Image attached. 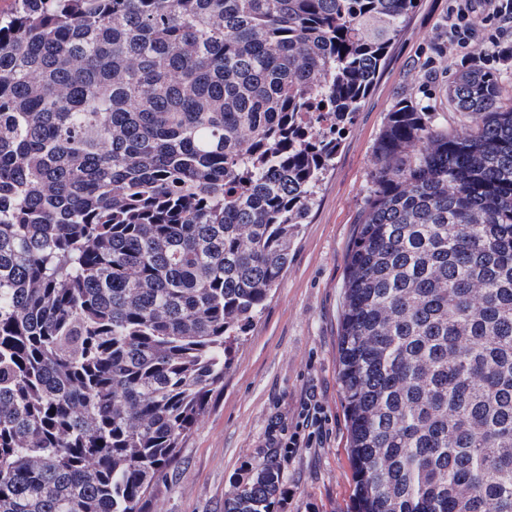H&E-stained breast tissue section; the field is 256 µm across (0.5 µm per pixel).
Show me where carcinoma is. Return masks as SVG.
I'll use <instances>...</instances> for the list:
<instances>
[{
    "mask_svg": "<svg viewBox=\"0 0 512 512\" xmlns=\"http://www.w3.org/2000/svg\"><path fill=\"white\" fill-rule=\"evenodd\" d=\"M417 0L0 11V512H143ZM397 102L348 254L352 512H512V94ZM278 449L224 512H273Z\"/></svg>",
    "mask_w": 512,
    "mask_h": 512,
    "instance_id": "obj_1",
    "label": "carcinoma"
}]
</instances>
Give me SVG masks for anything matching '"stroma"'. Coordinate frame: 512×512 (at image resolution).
Wrapping results in <instances>:
<instances>
[{
  "label": "stroma",
  "mask_w": 512,
  "mask_h": 512,
  "mask_svg": "<svg viewBox=\"0 0 512 512\" xmlns=\"http://www.w3.org/2000/svg\"><path fill=\"white\" fill-rule=\"evenodd\" d=\"M446 7L445 0H418L391 44L377 81L342 133L287 273L248 328L223 385L154 488L146 512H224V498L244 466L261 460L273 438L295 431L310 398L323 408L322 441L287 449L274 512H349L352 470L338 380L348 252L371 188L374 147L393 105L425 80L437 112L449 126L461 124L448 104L446 76L428 80L420 70Z\"/></svg>",
  "instance_id": "1"
}]
</instances>
